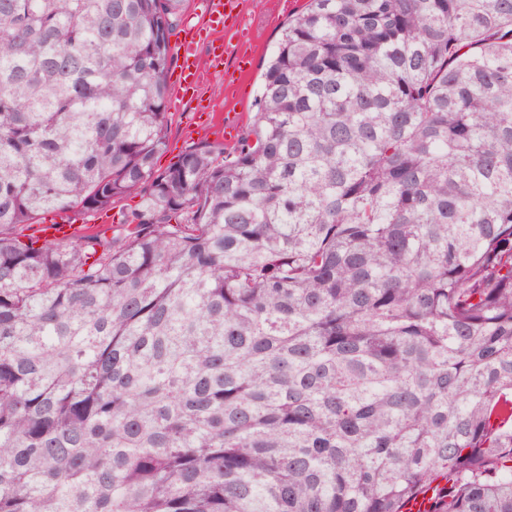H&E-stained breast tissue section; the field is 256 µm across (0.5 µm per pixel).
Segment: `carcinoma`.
Listing matches in <instances>:
<instances>
[{
  "label": "carcinoma",
  "instance_id": "carcinoma-1",
  "mask_svg": "<svg viewBox=\"0 0 512 512\" xmlns=\"http://www.w3.org/2000/svg\"><path fill=\"white\" fill-rule=\"evenodd\" d=\"M185 2L0 0V512H512V0H306L159 171Z\"/></svg>",
  "mask_w": 512,
  "mask_h": 512
}]
</instances>
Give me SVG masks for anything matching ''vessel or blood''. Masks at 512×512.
I'll list each match as a JSON object with an SVG mask.
<instances>
[{"mask_svg":"<svg viewBox=\"0 0 512 512\" xmlns=\"http://www.w3.org/2000/svg\"><path fill=\"white\" fill-rule=\"evenodd\" d=\"M205 25L195 28L191 39L180 41L177 47L179 71L175 83L177 99L197 97L205 71H218L228 61L246 67L251 60L250 44L238 34L246 0H201ZM207 44L206 59H199L196 49Z\"/></svg>","mask_w":512,"mask_h":512,"instance_id":"obj_1","label":"vessel or blood"}]
</instances>
